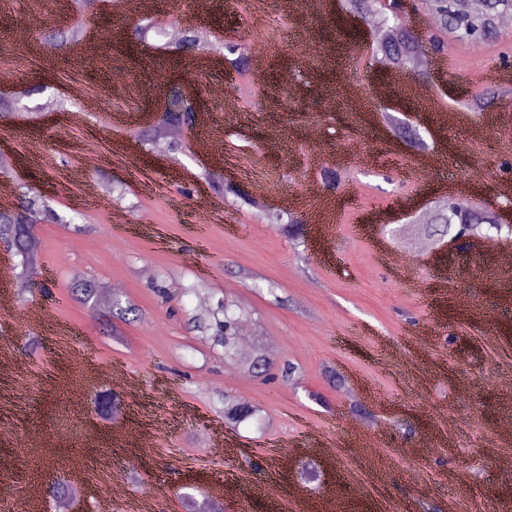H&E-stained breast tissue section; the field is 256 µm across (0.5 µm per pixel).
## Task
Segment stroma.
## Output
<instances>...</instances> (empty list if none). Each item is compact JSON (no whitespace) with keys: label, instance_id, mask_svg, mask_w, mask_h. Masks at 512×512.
Returning a JSON list of instances; mask_svg holds the SVG:
<instances>
[{"label":"stroma","instance_id":"stroma-1","mask_svg":"<svg viewBox=\"0 0 512 512\" xmlns=\"http://www.w3.org/2000/svg\"><path fill=\"white\" fill-rule=\"evenodd\" d=\"M142 16L139 0H98L88 13L72 0H0V99L18 110L0 120V209L27 186L58 215L35 229L40 290L0 308V348L26 369L0 366V423L14 430L0 442V497L15 512H54L45 482L78 471L75 512H96L98 487L116 479L142 504L166 485L164 512H187L188 498L217 495L231 469L224 512H445L451 500L457 512H512V474L497 464L512 453V434L499 429L512 411V272L498 262L512 237L416 253L405 228L440 196L501 204L512 97L478 111L470 102L512 73V27L448 40L434 65L397 81L378 66L364 21L340 20L338 0H312L302 14L283 0H156L160 25L261 51L241 72L203 51L186 66L161 56L143 69V49L124 46ZM76 24L96 53L44 38ZM174 76L198 92L199 122L181 132L183 152L154 153L134 132ZM446 111L468 118L446 127ZM396 119L410 120L423 148L399 138ZM207 169L250 192L277 186L269 202L301 216V240L225 204L202 180ZM89 280L135 314L83 304L77 290ZM227 295L250 305L252 342L293 362L296 378L269 383L231 368L188 328V313ZM88 358L126 368L133 391L121 418L94 410L104 381L74 415L71 389ZM354 378L368 390L365 429L393 464L383 475L352 465L359 446L344 428L355 414L342 388ZM227 389L267 421L228 430L234 460L208 436L224 425L217 400ZM283 438L305 449L269 474L267 452ZM326 438L336 465L304 483ZM36 447L37 476L27 454ZM260 482L267 495L253 494Z\"/></svg>","mask_w":512,"mask_h":512}]
</instances>
